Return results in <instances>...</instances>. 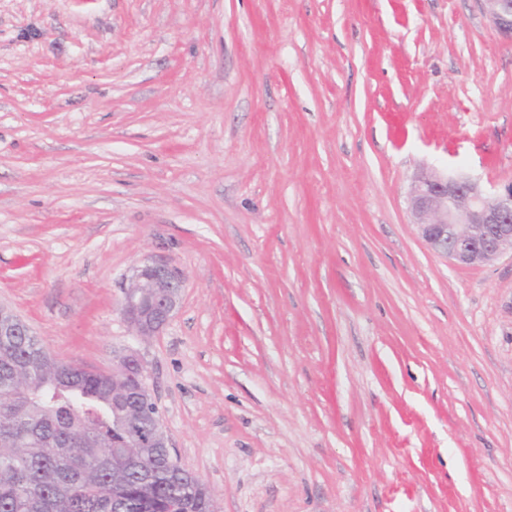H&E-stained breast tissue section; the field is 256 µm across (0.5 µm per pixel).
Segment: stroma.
Wrapping results in <instances>:
<instances>
[{"mask_svg": "<svg viewBox=\"0 0 512 512\" xmlns=\"http://www.w3.org/2000/svg\"><path fill=\"white\" fill-rule=\"evenodd\" d=\"M423 170L512 182L484 0H0V303L138 352L221 512H512V256L432 253ZM186 283L168 263L145 258L134 268L121 313L138 338L157 336L179 307Z\"/></svg>", "mask_w": 512, "mask_h": 512, "instance_id": "35a3bbf8", "label": "stroma"}]
</instances>
